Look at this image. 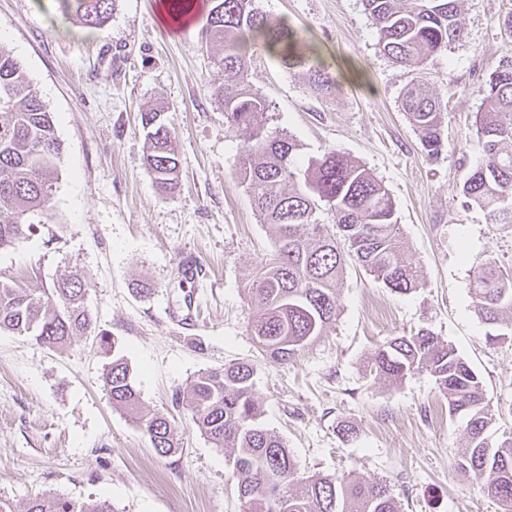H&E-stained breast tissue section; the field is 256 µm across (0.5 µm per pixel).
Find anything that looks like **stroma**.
I'll use <instances>...</instances> for the list:
<instances>
[{"instance_id": "35a3bbf8", "label": "stroma", "mask_w": 512, "mask_h": 512, "mask_svg": "<svg viewBox=\"0 0 512 512\" xmlns=\"http://www.w3.org/2000/svg\"><path fill=\"white\" fill-rule=\"evenodd\" d=\"M159 2L116 0L106 25L90 30L55 0H0V49L23 64L61 143L51 216L0 249V279L49 288L79 271L97 329L63 348L0 332V498L50 491L105 499L114 512H241L228 450L195 428L175 395L203 370L247 362L260 422L302 475L387 481L401 512H500L456 466L466 420L449 415L434 379L423 372L392 384L369 362L392 338L431 330L481 379L493 439L512 436V338L486 344L469 293L475 260L491 255L512 270V226L488 223L461 193L479 159L476 89L512 50L502 25L512 0H460L463 38L413 74L380 51L362 0H255L317 43L340 84L335 98L318 95L255 49L248 80L270 105V131L296 140L301 161L334 149L369 168L395 203L421 278L401 294L348 262L335 322L285 364L251 331L247 286L273 244L236 177L245 138L211 94L222 80L202 39L212 2L193 0V20L180 25L159 17ZM415 76L447 103L435 159L401 108ZM152 108L167 113L181 144L171 195L144 165L141 115ZM189 261L191 277L182 272ZM140 280L150 295L137 293ZM116 352L145 411L174 425L175 454L157 455L113 407L102 372ZM345 422L353 438L341 436Z\"/></svg>"}]
</instances>
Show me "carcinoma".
I'll return each instance as SVG.
<instances>
[{"mask_svg": "<svg viewBox=\"0 0 512 512\" xmlns=\"http://www.w3.org/2000/svg\"><path fill=\"white\" fill-rule=\"evenodd\" d=\"M202 29L205 42L221 52L214 65L223 81L213 95L224 106L230 126L245 135L237 178L251 197L273 239L248 288L258 314L252 332L261 351L275 361L296 358L323 335L338 311V288L352 260L374 280L400 293L421 285L417 267L403 257L400 227L388 190L364 165L329 150L303 166L299 145L268 129L269 104L247 80L254 45L262 46L283 68L302 76L324 97L336 96V81L318 49L282 19L254 7V0H213ZM115 0H58L59 8L84 28L99 29ZM379 36V47L393 64L410 71L462 35L458 0H363ZM476 114L480 161L462 184L468 203L485 212L490 224H512V51L500 56L478 89ZM402 110L430 158L442 148V103L424 83L411 80ZM146 168L165 191L179 184L180 149L171 121L161 110L142 114ZM61 143L52 113L42 103L20 62L0 49V249L15 243L35 215L51 208L58 180ZM326 211L336 229L321 222ZM469 291L475 312L494 345L512 333V273L492 256L474 267ZM29 336L49 347L70 345L92 335L81 274L75 272L36 294L0 280V331ZM372 371L392 382L427 372L448 399V411L467 419L458 468L472 485L512 512V437L492 442L486 430L492 414L482 381L457 350L432 331L396 336L380 347ZM103 386L113 407L131 415L160 456L176 453L178 438L164 417L141 408L131 368L112 354ZM175 401L216 447L230 449L243 512H399L383 482L350 476H302L279 436L259 422L261 404L254 369L245 362L207 369ZM0 512H112L101 499L73 501L45 493L21 503L0 499Z\"/></svg>", "mask_w": 512, "mask_h": 512, "instance_id": "obj_1", "label": "carcinoma"}]
</instances>
